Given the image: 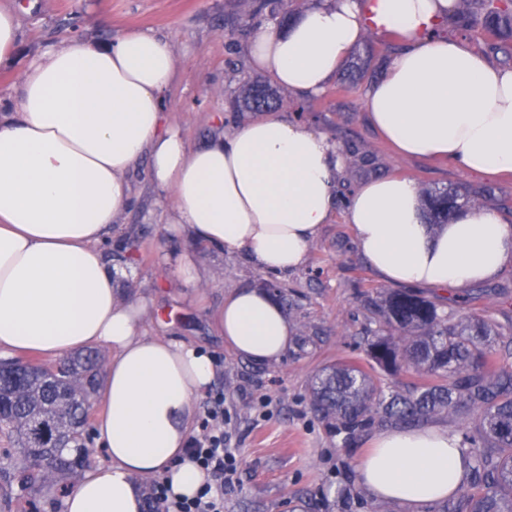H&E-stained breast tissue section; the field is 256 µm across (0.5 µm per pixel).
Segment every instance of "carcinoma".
<instances>
[{
	"mask_svg": "<svg viewBox=\"0 0 512 512\" xmlns=\"http://www.w3.org/2000/svg\"><path fill=\"white\" fill-rule=\"evenodd\" d=\"M480 11H455L456 21L479 27L499 40L491 46L512 58V5L475 0ZM282 0H248L247 17L258 23L276 17ZM277 104L269 83L244 86L234 103L237 112H259L258 99ZM471 199L452 188L429 192L425 221L447 224ZM380 329L366 338L369 367L341 361L325 368L312 386L313 410L335 431L354 435L378 421L400 428L421 426L440 411H454L467 421L462 445L478 491L462 499L454 512H512V328L504 332L491 314L443 307L417 295L392 292L370 303ZM407 363L420 382L385 391L374 375L394 372ZM103 364L87 350L47 367L19 358L0 365V432L8 429L27 467L13 478L31 488L30 473L66 476L91 466L94 450L85 433L90 426L88 396L97 391ZM65 440L67 452L57 444Z\"/></svg>",
	"mask_w": 512,
	"mask_h": 512,
	"instance_id": "obj_1",
	"label": "carcinoma"
}]
</instances>
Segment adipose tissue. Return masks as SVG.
<instances>
[{"label":"adipose tissue","instance_id":"adipose-tissue-1","mask_svg":"<svg viewBox=\"0 0 512 512\" xmlns=\"http://www.w3.org/2000/svg\"><path fill=\"white\" fill-rule=\"evenodd\" d=\"M455 2L326 0L259 30L248 56L281 86L314 94L376 24L404 43L363 94L380 137L402 157L512 172V68L441 34ZM175 74L171 44L151 32L70 39L26 68L12 108L0 111V349L110 351L96 424L106 460L66 496L65 512H142V478L163 477L185 496L205 480L184 450L216 363L150 335L146 302L120 299V271L99 246L130 204V169L147 159L151 182L171 192L170 230L266 272L301 267L334 212L344 158L327 136L269 115L190 147L162 108ZM422 208L419 185L400 173L355 192L346 221L384 282L462 290L512 264V225L496 211L468 208L432 225ZM216 321L257 364L293 340L281 305L258 288L226 295ZM357 472L372 496L422 505L456 494L467 464L448 430L392 429L373 437Z\"/></svg>","mask_w":512,"mask_h":512}]
</instances>
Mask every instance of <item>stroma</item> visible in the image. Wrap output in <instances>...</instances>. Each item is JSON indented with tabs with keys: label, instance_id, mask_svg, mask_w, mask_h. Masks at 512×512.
I'll return each mask as SVG.
<instances>
[{
	"label": "stroma",
	"instance_id": "obj_1",
	"mask_svg": "<svg viewBox=\"0 0 512 512\" xmlns=\"http://www.w3.org/2000/svg\"><path fill=\"white\" fill-rule=\"evenodd\" d=\"M0 6L12 8L19 24L14 54L0 62L1 110L11 107L25 68L62 40L78 35L106 41L141 29L164 36L174 49L176 76L163 108L192 146L254 118L232 109L241 87L260 76L247 56L254 29L246 23L243 0H0ZM402 48L397 37L369 30L343 67L355 82L337 77L317 94L279 88L278 115L325 133L340 147L346 166L337 192H353L397 172L424 190L458 188L512 225V175L485 178L452 162L397 156L371 127L363 92ZM129 185L131 204L102 247L113 262L131 264V274L119 282L120 296L147 301L151 331L201 345L217 363L209 391L224 396L226 429L238 450L237 482L224 492V512H444L442 501L420 506L373 497L360 483L357 465L379 426L353 436L336 432L310 404V386L321 370L341 360L365 361L362 339L376 327L368 303L394 290L358 249L345 222V203L337 202L306 263L278 276L237 254L168 232L172 198L150 182L147 160L138 162ZM185 251L203 275L195 302L184 298L179 281L162 264L164 254ZM275 282L287 289L280 304L296 340L279 360L256 364L225 344L214 312L235 289H265ZM466 294L501 324L512 323V265Z\"/></svg>",
	"mask_w": 512,
	"mask_h": 512
}]
</instances>
